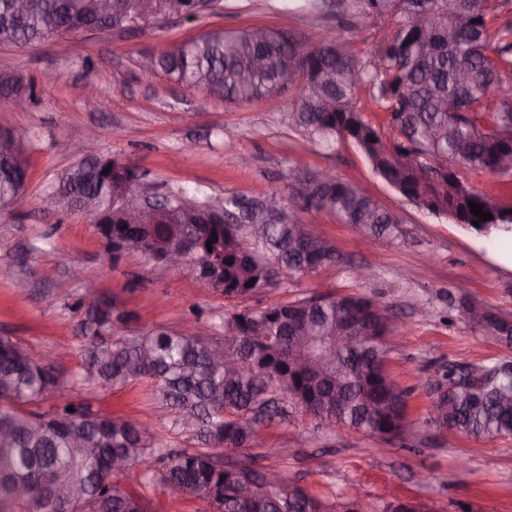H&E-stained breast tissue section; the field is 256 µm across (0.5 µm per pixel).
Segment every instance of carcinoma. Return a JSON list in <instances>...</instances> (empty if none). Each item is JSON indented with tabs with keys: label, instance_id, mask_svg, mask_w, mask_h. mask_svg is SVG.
I'll return each instance as SVG.
<instances>
[{
	"label": "carcinoma",
	"instance_id": "cac0c4a2",
	"mask_svg": "<svg viewBox=\"0 0 512 512\" xmlns=\"http://www.w3.org/2000/svg\"><path fill=\"white\" fill-rule=\"evenodd\" d=\"M15 0H0V44L26 47L54 35L83 33L84 19L96 31L121 27L137 5L113 0L112 13L91 11L94 0H29L14 12ZM353 16L391 25L374 58L363 61L349 42L359 29L332 40L299 42L272 29L211 32L156 59L158 71L174 82L239 104L288 92L292 126L327 144L350 142L374 171L401 196L429 213L478 220L483 212L512 215V204L488 198L461 176L446 181L439 170L466 168L512 183V22L495 24L492 0H353ZM370 90L377 121L355 105L360 87ZM412 149L417 167H405L390 149ZM23 186L0 166V207L16 203ZM314 205L298 200L278 223L238 209L237 196L224 198L227 224H199L194 212L208 206L180 190L166 200L174 224L156 231L177 234L193 248L192 262L209 261L207 242L224 241L226 298L246 299L281 284L284 276L308 275L335 265L340 255L324 241L312 270L304 268L309 225L299 210H315L351 224L364 238L394 237L399 220L390 209L339 178L313 189ZM90 198L102 209L112 179L101 173L74 182L61 177L50 197ZM244 294L230 289L248 282ZM369 299L357 295L319 296L262 308H244L224 319V338L207 341L191 330L158 329L141 336L121 334L125 315L107 303L85 308L80 326L83 354L80 386L152 384V399L170 413V428L200 444L193 450L154 442L136 423L93 409L84 399L43 404L64 372L45 365L33 349L0 336V512H152L150 488L188 494L208 512H335L334 505L276 477L259 483L260 470L228 467L225 448H248L258 430L288 415V408L332 425L342 423L383 438L403 435L409 390L386 369L389 316L362 313ZM478 325L512 343V326L486 312ZM338 333L357 345L331 350L327 366L302 378L288 376L296 337L309 340ZM237 366L230 376L213 358ZM432 422L448 431L482 439L512 436V364L448 365L430 386ZM121 457V468L110 462ZM143 465L144 480L123 484L119 477Z\"/></svg>",
	"mask_w": 512,
	"mask_h": 512
}]
</instances>
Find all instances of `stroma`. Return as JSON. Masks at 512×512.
<instances>
[{
	"mask_svg": "<svg viewBox=\"0 0 512 512\" xmlns=\"http://www.w3.org/2000/svg\"><path fill=\"white\" fill-rule=\"evenodd\" d=\"M350 15L343 8L304 9L295 0H202L191 14L135 17L124 27L53 37L37 46L0 45V69L23 74L36 97L19 112L0 100V128L29 143L23 204L0 210V336L50 351L58 367L78 373L82 310L65 305L60 288L80 296L86 284L127 316V333L177 329L199 316L205 336L244 307H266L318 294H355L383 304L393 329L387 370L410 389L412 420L402 440L387 442L305 413L261 428L255 445L225 449V461L249 460L344 512L355 497L374 502L385 490L421 503L426 512H512V437L476 440L439 433L429 421V385L437 368L512 363V344L476 326L468 303H483L512 322V252L492 236L435 216L404 200L350 143L326 147L293 127L288 95L227 104L164 74L143 73L148 52L218 30L276 29L306 41L332 38ZM96 109L84 102L86 85ZM97 133L101 157L136 165L141 191L162 197L201 190L212 202L234 194L290 198L297 171L332 170L398 214V236L359 243L356 228L316 211L301 217L333 244L343 261L246 300L227 299L189 269L171 270L139 255L104 249L87 216L56 209L52 185L84 158L85 133ZM138 381L122 387L64 384V397L129 419L171 448H187L167 413Z\"/></svg>",
	"mask_w": 512,
	"mask_h": 512,
	"instance_id": "35a3bbf8",
	"label": "stroma"
}]
</instances>
